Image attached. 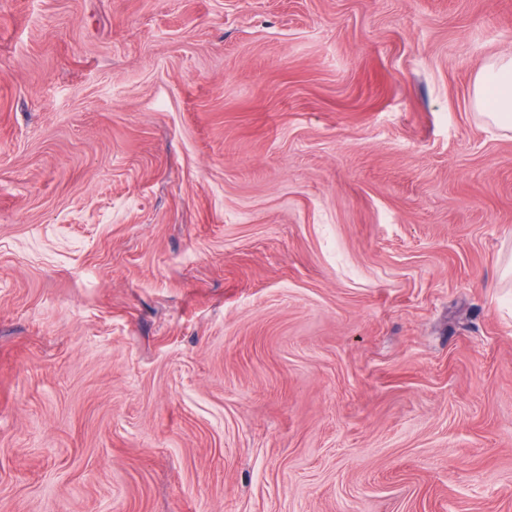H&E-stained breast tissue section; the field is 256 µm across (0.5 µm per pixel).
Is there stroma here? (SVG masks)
Masks as SVG:
<instances>
[{"instance_id": "obj_1", "label": "stroma", "mask_w": 512, "mask_h": 512, "mask_svg": "<svg viewBox=\"0 0 512 512\" xmlns=\"http://www.w3.org/2000/svg\"><path fill=\"white\" fill-rule=\"evenodd\" d=\"M512 0H0V512H512ZM472 102L489 125L512 132V53L499 54L478 70Z\"/></svg>"}]
</instances>
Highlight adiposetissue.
Masks as SVG:
<instances>
[{
    "label": "adipose tissue",
    "mask_w": 512,
    "mask_h": 512,
    "mask_svg": "<svg viewBox=\"0 0 512 512\" xmlns=\"http://www.w3.org/2000/svg\"><path fill=\"white\" fill-rule=\"evenodd\" d=\"M472 102L489 125L512 132V53L499 54L478 70Z\"/></svg>",
    "instance_id": "ef3b65f1"
}]
</instances>
